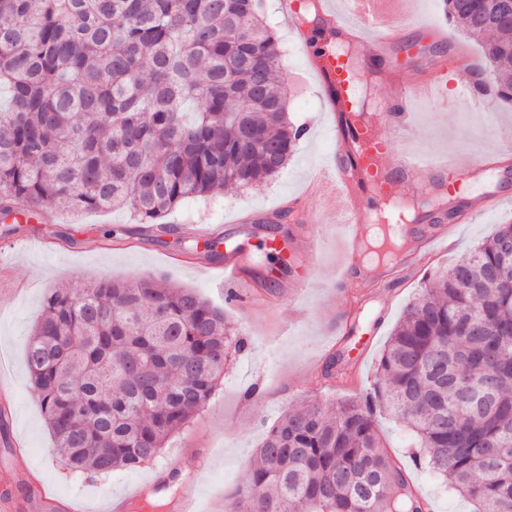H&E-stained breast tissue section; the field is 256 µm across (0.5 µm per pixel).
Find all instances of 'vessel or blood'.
Listing matches in <instances>:
<instances>
[{
  "instance_id": "1",
  "label": "vessel or blood",
  "mask_w": 512,
  "mask_h": 512,
  "mask_svg": "<svg viewBox=\"0 0 512 512\" xmlns=\"http://www.w3.org/2000/svg\"><path fill=\"white\" fill-rule=\"evenodd\" d=\"M317 7L328 34L347 36L350 43L362 45L381 58L387 57L403 28L418 23L411 0H395L391 8L385 0H344L338 8L330 0H319ZM308 60L330 106L335 132L332 159L336 170L333 177L321 176L311 181L308 193L323 198L333 213L332 228L343 251L337 284L361 282L368 289V297L374 298L382 287L402 285L421 276L434 250L447 243L448 229L443 224L404 225L395 213H387V236L403 239L404 244L395 261L384 265L379 274L363 275V227L371 215L366 196L385 201L404 196L428 182L442 185L447 197L456 198L463 187L495 169L498 158L512 153V130H499L487 151L459 159L395 148L396 140L412 134L414 112L420 102H446V73L431 69L422 79L408 81L397 63H389L388 92L380 111L358 119L354 112L357 86L364 78L362 67L332 50L309 54ZM268 218L265 211L247 216L236 237L220 230L203 237L205 243L224 248L221 274L231 301L249 304L256 297L250 276L251 239L256 225L266 223ZM318 246L315 237L307 238L300 245H288L275 237L261 241L265 253L283 262L292 251L302 250L308 256H315ZM37 501L54 512H79L75 499L61 497L45 485L39 486Z\"/></svg>"
}]
</instances>
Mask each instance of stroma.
Segmentation results:
<instances>
[{
    "instance_id": "obj_1",
    "label": "stroma",
    "mask_w": 512,
    "mask_h": 512,
    "mask_svg": "<svg viewBox=\"0 0 512 512\" xmlns=\"http://www.w3.org/2000/svg\"><path fill=\"white\" fill-rule=\"evenodd\" d=\"M264 5L284 50L282 76L291 94L290 117L306 126L319 124L327 103L299 50V25L283 19L279 0H264ZM413 5L421 25L409 30L393 49L405 78L423 77L416 64L420 56L451 75L460 60L478 59V44L448 21L441 0H413ZM434 113L433 106L419 104L416 134L409 147L463 158L494 139L497 123L512 126V103L492 94L482 97L478 106L449 111L443 123L435 121ZM332 138L328 132L301 140L287 167L265 184L227 188L211 199L184 203L164 219L171 232L148 242L141 240L138 222L126 210L85 212L75 221L44 225L22 215L17 223L0 224V362L6 364L7 382L14 390V400L6 407V432L17 439L26 455L25 461H18L15 452L0 444V484L19 488L25 470L31 469L59 494L79 496L84 512H104L107 497L144 491L161 475L177 471L194 485V512H230L235 487L246 481L256 448L281 414L305 400L328 407L372 390L381 353L421 283L412 281L383 298L386 314L377 330L366 328L356 338L337 339L336 310L355 308L357 290L335 287L336 239L326 231L329 216L314 200H307L306 206L321 239L315 262L291 261L271 279L267 272L273 259L259 256L252 269L261 296L255 304L226 301L217 278L167 257L171 251L195 254L196 244L183 232V225L204 232L247 211L276 208L301 193L307 176L328 158ZM485 189L499 195L498 206L475 223L455 225L452 247L439 250L433 267L450 266L499 224L512 220V155L503 157L501 169L490 182L465 187L457 201L471 206ZM37 230L55 241L54 252L19 248V240ZM99 277H157L172 286L196 289L223 308L248 348L237 355L203 410L168 440L155 465L131 473L76 477L50 453L51 435L29 388L26 349L48 289H79ZM304 277L311 281L307 295L289 298L287 284ZM360 340L369 344L362 359L355 349ZM407 472L430 503L431 512H472L471 503L452 494L427 469L411 466Z\"/></svg>"
}]
</instances>
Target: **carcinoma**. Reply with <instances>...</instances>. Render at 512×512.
Wrapping results in <instances>:
<instances>
[{"instance_id": "carcinoma-1", "label": "carcinoma", "mask_w": 512, "mask_h": 512, "mask_svg": "<svg viewBox=\"0 0 512 512\" xmlns=\"http://www.w3.org/2000/svg\"><path fill=\"white\" fill-rule=\"evenodd\" d=\"M479 42L477 72L512 101V15L442 0ZM261 0H0V212L127 207L155 224L228 186L271 180L304 126ZM499 225L435 272L390 336L373 392L302 403L267 432L233 512H421L375 430L384 407L411 460L475 512H512V267ZM246 344L224 310L153 279L51 288L27 351L30 387L74 475L132 472L202 410ZM133 506L163 507L177 480Z\"/></svg>"}]
</instances>
